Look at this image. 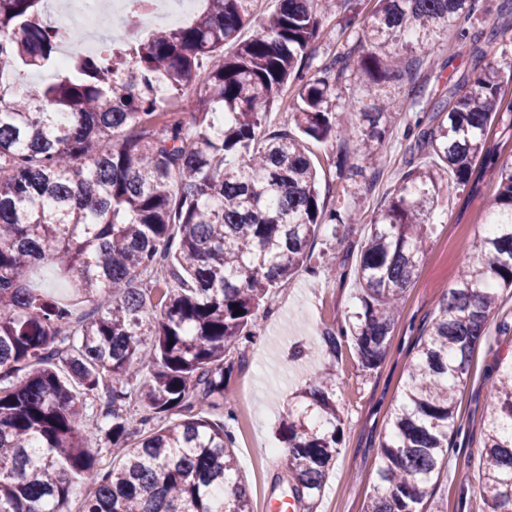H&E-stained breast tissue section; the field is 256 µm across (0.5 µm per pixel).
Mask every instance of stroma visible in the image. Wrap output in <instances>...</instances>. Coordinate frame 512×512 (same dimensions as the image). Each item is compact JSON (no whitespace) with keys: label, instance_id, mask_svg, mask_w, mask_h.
<instances>
[{"label":"stroma","instance_id":"35a3bbf8","mask_svg":"<svg viewBox=\"0 0 512 512\" xmlns=\"http://www.w3.org/2000/svg\"><path fill=\"white\" fill-rule=\"evenodd\" d=\"M480 2L482 8L472 18L475 28L495 23L501 28L497 44L487 47L485 60L504 69L511 67L512 16H502L503 0ZM374 6V0H349L351 24L344 31L334 21L322 23L310 48L309 74H318L328 58L362 36ZM437 40L442 58L449 61L445 71L437 75L420 67L415 79L387 82L388 91L404 97L414 82L437 97L468 90L473 69L470 57L459 52L452 31L441 30ZM308 147L325 205L349 209L356 215L355 223L342 225L337 232L318 229L313 240V261H320L325 254L332 256L337 271L331 274L323 270L316 275L298 272L279 290L272 308L258 312L253 331L262 336L263 342L246 349L242 361L235 363L226 379L224 393L238 411L237 420L227 421L220 408L206 411L211 421L228 423L235 436V452L254 512H259L263 497L280 496L286 489L285 455L275 450L278 418L293 394L329 360L322 340L324 333L346 323L358 310L354 275L366 223L398 186L410 158L409 142L399 125L384 145L381 165L375 171L347 140L312 141ZM340 161L354 168L359 187L355 196L346 199L339 195L336 164ZM497 188L496 181L487 178L478 194L472 196L455 184L444 182L443 200L433 217L434 230L406 290L383 361L367 372L350 354H343L337 361L340 444L314 512H363L372 492L381 444L400 401L416 344L430 327L445 291L464 275L469 242L483 232L486 201ZM498 358L512 359V331L502 334L493 327L475 353L471 375L459 396L463 431L448 451L447 465L432 483L426 497L428 512H488L480 493L484 431L491 411V382L485 368Z\"/></svg>","mask_w":512,"mask_h":512}]
</instances>
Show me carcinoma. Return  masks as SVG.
<instances>
[{
	"label": "carcinoma",
	"mask_w": 512,
	"mask_h": 512,
	"mask_svg": "<svg viewBox=\"0 0 512 512\" xmlns=\"http://www.w3.org/2000/svg\"><path fill=\"white\" fill-rule=\"evenodd\" d=\"M204 2L192 23L171 29L136 10L128 24L146 36L61 63L45 0H0V64L54 70L38 90L0 89V512H69L83 485L92 492L82 512H252L234 435L195 408L224 401L229 355L252 344L259 309L310 262L315 231L352 220L321 202L306 143L346 137L378 165L399 116L382 87L406 73L412 44L432 55L446 25L479 63L477 43L499 31L469 25L479 0H375L368 36L308 79L321 17L344 0H279L245 41L254 0ZM226 44L237 45L229 57ZM353 65L368 102L360 126L344 127L334 92ZM204 66L190 121L159 108L158 93L179 96ZM291 81L299 134H266ZM508 84L512 72L487 65L457 97L424 103L421 90L408 93L405 138L440 164L409 168L361 242L360 307L342 338L362 370L385 357L442 182L475 195L485 176L497 179L487 207L499 220L473 239L471 265L417 344L365 512H423L460 432L458 392L499 290L512 288V158L488 140L495 119L512 140V113L496 110ZM45 263L66 295L33 286ZM159 270L166 276L151 278ZM78 301L93 308L77 318ZM335 375L334 360L318 370L277 429L301 504L320 497L338 453ZM489 377L482 487L490 512H512V363H494ZM89 412L100 418L90 434ZM173 415L181 420L125 447ZM112 448L121 463L108 468L98 454Z\"/></svg>",
	"instance_id": "carcinoma-1"
}]
</instances>
